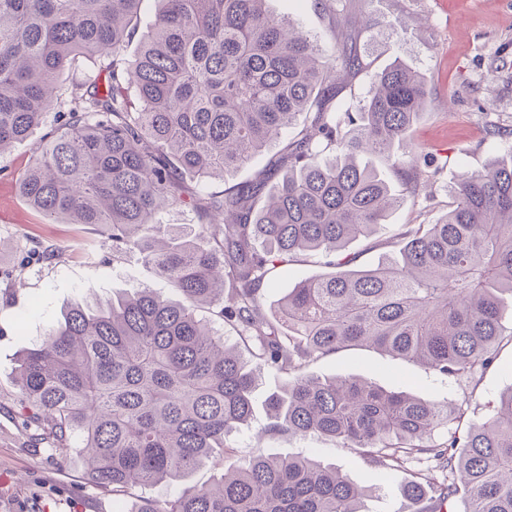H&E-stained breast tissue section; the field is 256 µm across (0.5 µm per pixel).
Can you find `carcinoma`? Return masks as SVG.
Returning a JSON list of instances; mask_svg holds the SVG:
<instances>
[{"label":"carcinoma","instance_id":"cac0c4a2","mask_svg":"<svg viewBox=\"0 0 512 512\" xmlns=\"http://www.w3.org/2000/svg\"><path fill=\"white\" fill-rule=\"evenodd\" d=\"M130 64L124 48L142 0H0V153L54 112L18 189L53 222L93 224L115 254L137 251L182 296L140 288L92 308L74 303L15 360L18 415L30 446L62 468L72 450L89 481L128 496L214 462L220 479L135 512H360L364 489L309 456L235 458L227 437L252 416L258 372L283 379L264 432L330 438L380 469L425 455L448 471L409 481L434 492L425 512L463 495L466 512H512V389L493 414L448 441L438 402L353 375L319 378L310 362L367 346L448 378L484 371L512 296V152L462 177L434 224H404L393 256L355 268L348 243L370 237L398 199L363 164L382 154L415 182L412 127L427 89L394 60L369 99L345 113L332 85L365 70L330 36L323 49L266 0H158ZM89 58L97 72L63 92L60 76ZM309 120L296 126L297 116ZM283 141L254 180L212 191ZM184 207L197 231L166 224ZM320 254L332 271L288 291L273 315L262 289L281 265ZM232 327L251 360L198 318Z\"/></svg>","mask_w":512,"mask_h":512}]
</instances>
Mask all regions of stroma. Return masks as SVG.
I'll return each mask as SVG.
<instances>
[{
	"instance_id": "35a3bbf8",
	"label": "stroma",
	"mask_w": 512,
	"mask_h": 512,
	"mask_svg": "<svg viewBox=\"0 0 512 512\" xmlns=\"http://www.w3.org/2000/svg\"><path fill=\"white\" fill-rule=\"evenodd\" d=\"M265 7L328 42L332 17L319 0H267ZM350 9L369 22L353 40L366 69L338 85L337 112L365 103L372 74L397 58L423 75L428 89L425 110L411 132L428 177L410 191L385 156L368 158L400 199L387 224L346 248L356 266L370 268L392 252L402 225L433 224L447 212L449 190L462 173L482 170L512 149V0H350ZM398 18L405 24L400 33L390 27ZM53 126V116H46L29 140L0 153V512H130L132 498L97 489L85 483L79 465L57 469L43 452L28 447L14 406L16 356L43 336L65 306L143 286L177 296L139 253L113 254L111 241L100 237L96 226L47 223L21 200L17 179L34 144ZM324 270V258L315 255L279 267L265 290L266 304ZM307 370L321 377L354 373L389 390L426 396L452 413L464 409L463 421L469 423L484 419L512 386V337L503 336L496 362L475 378L449 379L369 347L321 357ZM281 382L275 372H262L253 417L227 440L236 457L307 454L366 487L362 512H409L402 486L415 474L436 472L434 461L416 457L398 470L383 471L325 438L265 434L269 418L262 402Z\"/></svg>"
}]
</instances>
